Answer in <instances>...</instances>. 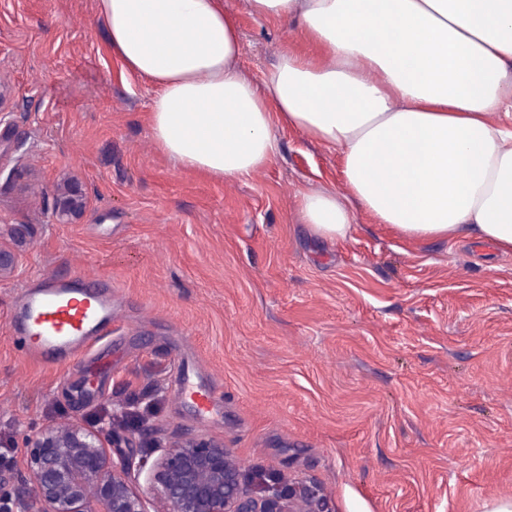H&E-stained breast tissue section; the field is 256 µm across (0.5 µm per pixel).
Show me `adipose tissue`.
<instances>
[{
  "label": "adipose tissue",
  "instance_id": "adipose-tissue-1",
  "mask_svg": "<svg viewBox=\"0 0 512 512\" xmlns=\"http://www.w3.org/2000/svg\"><path fill=\"white\" fill-rule=\"evenodd\" d=\"M251 4L319 48L283 53L262 91L239 72L223 0H97L113 54L155 89L164 154L244 180L274 157L279 118L341 157L347 196L300 195L316 236L346 238L355 202L407 238L512 250V0Z\"/></svg>",
  "mask_w": 512,
  "mask_h": 512
}]
</instances>
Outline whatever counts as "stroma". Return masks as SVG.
<instances>
[{"mask_svg": "<svg viewBox=\"0 0 512 512\" xmlns=\"http://www.w3.org/2000/svg\"><path fill=\"white\" fill-rule=\"evenodd\" d=\"M241 74L263 87L293 22L224 0ZM0 489L23 480L19 435L62 416L111 417L134 458L185 436L223 442L246 482L301 477L331 512H492L512 503V252L477 240L403 238L352 206L343 240L311 236L309 190L345 195L335 149L278 125L250 178L182 169L155 146L151 86L125 72L97 0H0ZM74 178L90 206L52 221ZM114 283L111 356L90 393L80 363L25 360L10 338L20 291L41 274ZM222 387L198 416L174 363Z\"/></svg>", "mask_w": 512, "mask_h": 512, "instance_id": "stroma-1", "label": "stroma"}]
</instances>
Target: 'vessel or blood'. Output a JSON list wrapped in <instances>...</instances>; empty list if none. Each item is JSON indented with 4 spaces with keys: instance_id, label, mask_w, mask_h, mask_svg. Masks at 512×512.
<instances>
[{
    "instance_id": "obj_1",
    "label": "vessel or blood",
    "mask_w": 512,
    "mask_h": 512,
    "mask_svg": "<svg viewBox=\"0 0 512 512\" xmlns=\"http://www.w3.org/2000/svg\"><path fill=\"white\" fill-rule=\"evenodd\" d=\"M112 280L107 276L60 275L41 277L25 288L11 315L12 339L25 356L37 362H57L74 356L110 333ZM177 396L187 397L204 413L223 397L219 387L179 384Z\"/></svg>"
}]
</instances>
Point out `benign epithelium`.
Listing matches in <instances>:
<instances>
[{"instance_id": "7a95c632", "label": "benign epithelium", "mask_w": 512, "mask_h": 512, "mask_svg": "<svg viewBox=\"0 0 512 512\" xmlns=\"http://www.w3.org/2000/svg\"><path fill=\"white\" fill-rule=\"evenodd\" d=\"M87 207L68 181L55 192L53 223L76 224ZM17 267L16 255L0 246V280ZM122 442L104 422L60 419L24 431V480L0 494V512H328L320 490L303 478L275 477L259 492L249 487L222 443L187 438L135 470L111 451ZM142 473L145 493L137 487Z\"/></svg>"}]
</instances>
